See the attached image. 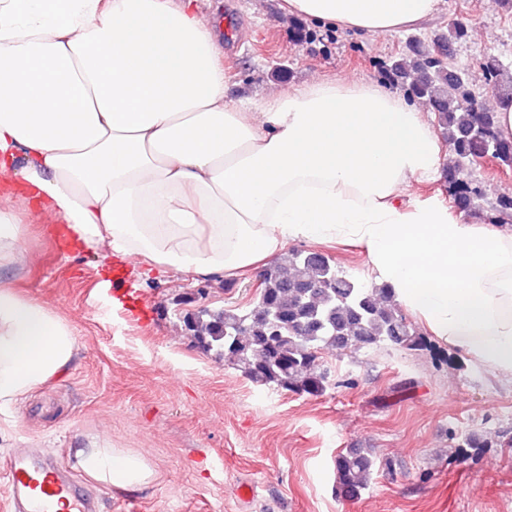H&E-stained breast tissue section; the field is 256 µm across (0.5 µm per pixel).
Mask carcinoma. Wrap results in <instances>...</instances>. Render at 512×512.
<instances>
[{
    "label": "carcinoma",
    "mask_w": 512,
    "mask_h": 512,
    "mask_svg": "<svg viewBox=\"0 0 512 512\" xmlns=\"http://www.w3.org/2000/svg\"><path fill=\"white\" fill-rule=\"evenodd\" d=\"M467 34L462 22L436 36V53L410 46L424 57L408 67L404 59L384 66L386 78L426 98L449 147L459 158L448 173V193L458 209L472 211L483 198L481 184L464 172V164L492 158L512 166V140L499 135L497 114L481 108L463 76L450 68L453 46ZM487 85L497 97L512 98V77L504 78L497 57L485 60ZM494 221H512V196L497 198ZM194 341L242 371L253 382L294 393L321 396L328 388L319 367L325 350L398 347L422 351L430 342L401 312L384 285L366 286L336 268L329 256L291 251L261 274L253 306L239 310L198 308L183 316ZM372 448H349L335 459L337 491L357 498L376 473Z\"/></svg>",
    "instance_id": "obj_1"
}]
</instances>
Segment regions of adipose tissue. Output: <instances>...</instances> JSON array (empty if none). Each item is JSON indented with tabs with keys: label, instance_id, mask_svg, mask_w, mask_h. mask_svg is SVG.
<instances>
[{
	"label": "adipose tissue",
	"instance_id": "ef3b65f1",
	"mask_svg": "<svg viewBox=\"0 0 512 512\" xmlns=\"http://www.w3.org/2000/svg\"><path fill=\"white\" fill-rule=\"evenodd\" d=\"M285 4L379 36L440 0ZM448 158L419 107L376 84L316 81L256 110L227 99L197 0H0V175L71 244L209 279L294 241L351 240L459 359L511 379L512 227L410 196ZM74 349L62 318L0 278V408L63 374ZM75 455L109 488L153 480L132 451Z\"/></svg>",
	"mask_w": 512,
	"mask_h": 512
}]
</instances>
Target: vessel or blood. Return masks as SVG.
<instances>
[{
    "label": "vessel or blood",
    "instance_id": "obj_1",
    "mask_svg": "<svg viewBox=\"0 0 512 512\" xmlns=\"http://www.w3.org/2000/svg\"><path fill=\"white\" fill-rule=\"evenodd\" d=\"M5 473L8 512H91L87 493L69 478L48 477L30 449L9 454Z\"/></svg>",
    "mask_w": 512,
    "mask_h": 512
}]
</instances>
